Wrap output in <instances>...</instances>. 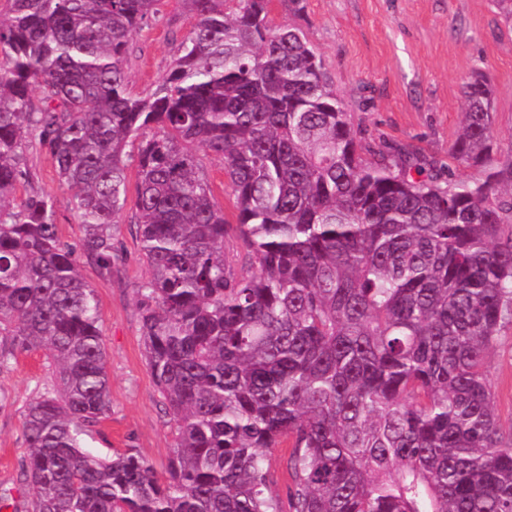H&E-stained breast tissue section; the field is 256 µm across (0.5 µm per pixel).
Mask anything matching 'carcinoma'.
Instances as JSON below:
<instances>
[{
    "mask_svg": "<svg viewBox=\"0 0 512 512\" xmlns=\"http://www.w3.org/2000/svg\"><path fill=\"white\" fill-rule=\"evenodd\" d=\"M188 3L194 24L144 97L126 62L162 0H10L0 18V372L41 349L53 373L23 414L26 512H283L268 451L284 442L288 512H512V432L485 370L512 323V160L499 159L493 87L464 84L448 147L480 178L412 152L368 158L272 0ZM32 138L76 189V245L51 196L4 208ZM128 209L149 268L146 360L176 425L164 483L136 453L85 449L111 407L78 256L112 274ZM207 171L211 188L217 203L224 209L225 218L235 223V203L231 189L224 176V164L221 160H210L207 163Z\"/></svg>",
    "mask_w": 512,
    "mask_h": 512,
    "instance_id": "1",
    "label": "carcinoma"
}]
</instances>
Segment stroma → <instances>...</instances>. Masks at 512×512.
I'll return each instance as SVG.
<instances>
[{
    "mask_svg": "<svg viewBox=\"0 0 512 512\" xmlns=\"http://www.w3.org/2000/svg\"><path fill=\"white\" fill-rule=\"evenodd\" d=\"M164 19L132 40L128 58L133 94L150 91L170 70L179 42L193 23L186 0H164ZM275 23L302 29L321 56L329 84L343 97L356 126L377 150L403 148L438 167L448 164V146L462 125V86L481 70L495 90L493 126L502 150L512 149V21L497 0H304L294 13L289 0H273ZM30 173L13 197L50 195L63 241L83 234L71 205L74 190L58 177L50 155L38 145L25 153ZM120 258L103 276L80 261L81 277L95 290L110 379L112 412L87 438L93 454L135 449L164 475L175 443L171 421L146 364L137 290L149 271L129 214L113 228ZM495 412L512 425V324L501 328L486 357ZM52 372L41 350H20L0 372V512H25L18 492L25 456L23 412Z\"/></svg>",
    "mask_w": 512,
    "mask_h": 512,
    "instance_id": "1",
    "label": "stroma"
}]
</instances>
